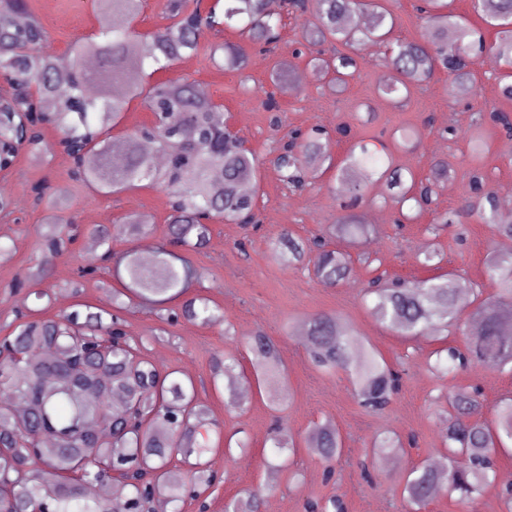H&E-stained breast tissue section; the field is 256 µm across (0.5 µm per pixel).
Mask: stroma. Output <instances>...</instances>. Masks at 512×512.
I'll return each instance as SVG.
<instances>
[{
  "instance_id": "obj_1",
  "label": "stroma",
  "mask_w": 512,
  "mask_h": 512,
  "mask_svg": "<svg viewBox=\"0 0 512 512\" xmlns=\"http://www.w3.org/2000/svg\"><path fill=\"white\" fill-rule=\"evenodd\" d=\"M29 9L47 30L45 52L64 56L80 37L97 27L93 0H29ZM313 21L312 14L284 20L281 41L275 53L249 50L244 70L228 71L213 65L198 53L177 61L171 76L203 86L212 101L233 113L239 134L260 162L256 185L259 222L216 223L212 226L207 249L190 253L189 259L202 274L195 291L209 298L224 312L220 325L163 320L148 311L123 310L125 330L141 348V354L165 372H177L192 380L197 397L209 409V416L220 424L224 435L241 433L246 448L224 453L216 449L209 456L214 476L203 499L186 496L180 512H224L234 498L259 492L263 512H305L308 501L342 498L348 512H404L402 498L411 468L443 455L441 427L450 408L441 397V381L427 362L445 344L462 345V335L440 339L425 333L412 339L399 336L382 326L370 313L364 298L368 282L377 273L387 272L402 278L426 279L448 276L457 287L468 291L482 285L485 293L494 287L482 273L491 251L503 241L493 225L477 217H464V237L455 227L433 234L431 225L437 214L460 209L463 192L474 173H481L485 189L500 194L512 185L511 139L493 125L473 124V111L467 99L458 97L445 73L411 89L404 106H396L382 96L379 85L384 78L380 59L383 45L368 43L357 54V73L346 86H336L330 75L313 70L310 59L314 48L303 45V34ZM291 63L293 73L303 80L292 91L273 87L275 62ZM504 60L493 55L482 57L473 70L483 101L512 112V101L500 95V79L507 72ZM274 91L280 102L279 113L268 112L262 100ZM435 115V127L424 119ZM314 125L335 131L337 126L351 129V139L333 141L331 155L341 160L352 140L381 137L397 165L417 177L432 176L435 168L445 169L434 202L405 224H397L398 206L375 180H367L357 207L368 236L358 241L330 238L331 247L353 256L348 278L332 288L322 286L306 266L288 268L274 256L271 243L282 232L306 240L327 235L341 215L342 196L332 188L333 170L318 172L302 189L289 190L280 181L272 160L279 141L296 128ZM455 135H448L446 127ZM483 143L480 155H473L470 137ZM43 139L51 147L44 157L20 150L13 167L0 171V184L11 189L14 203L10 214H0V244L10 253L0 257V337L9 335L17 315L33 310L50 317L71 310L75 301L100 310L113 311L112 279L108 267L86 277L81 298H73L65 284L80 267L92 263L85 245V229L93 224H117L131 214L150 215L146 233L126 237L117 249H139L142 244L158 246L167 235L169 198L155 185L143 184L112 195H93L83 183L70 175L72 162L59 146L60 134L44 128ZM47 188L42 201H35L30 189ZM73 217L84 232L69 255L57 260L51 274L37 289L15 287L14 282L40 259L39 225L52 216ZM441 256L439 264L423 265L428 252ZM47 292V299H36L35 290ZM336 315L339 322L351 324L361 339L370 344L402 376L401 388L388 408L369 413L360 407L351 381L345 372L325 373L309 361L297 329L318 313ZM273 337L285 368L281 383L288 390L286 400L273 403L270 386H242L237 400H230L223 385L214 383L211 362L215 355L236 356L243 374L252 371L245 340L256 332ZM456 386H478L484 411L512 394V374L474 369L455 380ZM331 421L343 441V457L326 476L325 466L307 448V436L315 423ZM287 428L295 442L296 454L275 475L267 465L276 456L270 440L275 425ZM380 435L399 436L404 452L394 460L379 459L371 448Z\"/></svg>"
}]
</instances>
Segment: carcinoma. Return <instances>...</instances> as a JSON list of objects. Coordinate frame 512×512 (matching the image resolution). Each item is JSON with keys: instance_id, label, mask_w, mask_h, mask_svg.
<instances>
[{"instance_id": "cac0c4a2", "label": "carcinoma", "mask_w": 512, "mask_h": 512, "mask_svg": "<svg viewBox=\"0 0 512 512\" xmlns=\"http://www.w3.org/2000/svg\"><path fill=\"white\" fill-rule=\"evenodd\" d=\"M100 26L92 36L72 44L67 56L41 53L48 40L45 28L29 16L27 0H0V79L15 95L0 106V140L13 150L40 152L44 125L64 132L60 142L70 158L73 174L95 193H111L146 181L168 191V233L149 263L133 250H116L114 243L144 232L146 220L129 215L120 224L88 228L102 249L101 262L110 263L129 303L158 312L179 301L189 321L221 324L224 314L211 301L192 293L200 272L185 256L200 252L211 239L207 219L221 217L235 224L258 222L257 193L243 186L258 180L255 155L224 138L218 113L221 105L198 96L186 80L149 83L151 73L164 72L186 55L201 49L209 60L223 55L222 67L241 69L246 50L237 44L202 43L208 34L235 29L250 44L271 53L280 41L283 17L301 16L308 0H166L167 23L134 44L133 27L142 0H95ZM475 8L491 27L499 28L496 42L485 45L481 34L442 0H424L417 6L429 26L425 42L401 41L389 47L382 66L387 71L382 92L397 103L410 87L444 72L456 92L475 98L472 77L474 53L485 48L512 60V0H478ZM315 21L306 40L329 51L334 80L353 78L355 56L362 41H384L396 25V16L378 0H316ZM141 99L154 113L150 127L120 139L110 135L129 103ZM512 135V116L504 111L477 112L474 125L485 121ZM329 133L314 126L291 131L277 148L274 166L279 180L300 189L313 171L331 160ZM374 176L389 196L401 204L412 200L423 210L436 194L438 178L405 180L386 147L358 141L336 164L340 192L352 203L362 198L358 175ZM476 215L497 232L512 237V211L500 208L495 196L474 177L457 212L436 217L438 224H457L461 215ZM79 232L75 221L55 218L41 231L38 278L71 252ZM281 264L294 267L314 255L318 282L334 287L350 270V256L327 243H305L285 231L273 243ZM484 277L496 293L472 292L470 304L482 318L466 322L464 345L436 352L432 370L448 377V404L457 412L477 416L482 408L478 388L455 389L460 371L473 367L512 373V253H491ZM374 295L371 313L386 328L406 337L428 330L437 334L455 325L462 312L458 288L449 279H393L379 274L370 282ZM13 335L0 341V396H15L33 421L56 431L58 442L44 444L33 433L16 427V416L0 413V512H155L154 502L181 501L186 475L211 483L207 456L213 452L211 434L217 424L196 402L192 382L172 372H160L141 355L137 344L112 340L122 325L117 314L103 315L77 303L70 311L49 319L18 317ZM305 348L321 371L349 372L359 405L370 412L385 410L399 390L400 376L348 324L321 313L305 330ZM257 379L279 371L278 344L257 332L247 340ZM213 378H223L232 390L238 382V361L232 355L214 358ZM129 395L114 400L112 394ZM122 419L124 430L112 442L97 435L102 408ZM512 442V396L501 398L492 417L448 420L444 429L445 462L413 468L403 497L418 512L440 494L457 495L460 503L475 501L496 476L498 455ZM341 438L329 422L315 425L307 447L320 461L331 464L341 454ZM178 457L181 467L170 465ZM118 475L127 493L119 500L99 494L103 482ZM313 512H345L339 498L311 502ZM224 512H259L256 498L231 500Z\"/></svg>"}]
</instances>
